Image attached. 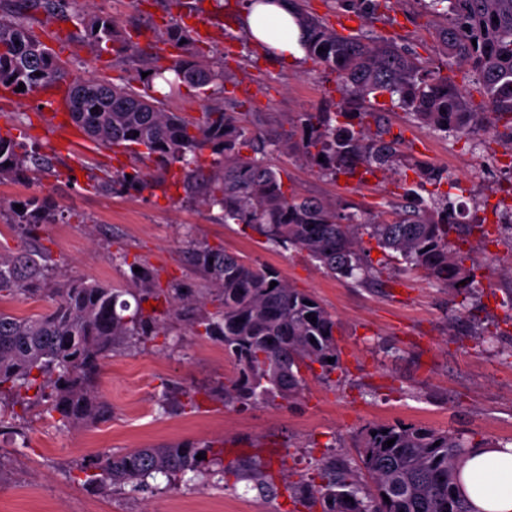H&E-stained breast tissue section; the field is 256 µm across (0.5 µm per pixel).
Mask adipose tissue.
<instances>
[{"mask_svg":"<svg viewBox=\"0 0 512 512\" xmlns=\"http://www.w3.org/2000/svg\"><path fill=\"white\" fill-rule=\"evenodd\" d=\"M238 25L271 57L302 63V31L288 0H242ZM458 489L475 512H512V448L469 449L458 468Z\"/></svg>","mask_w":512,"mask_h":512,"instance_id":"ef3b65f1","label":"adipose tissue"}]
</instances>
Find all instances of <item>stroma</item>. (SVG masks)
<instances>
[{"instance_id":"obj_1","label":"stroma","mask_w":512,"mask_h":512,"mask_svg":"<svg viewBox=\"0 0 512 512\" xmlns=\"http://www.w3.org/2000/svg\"><path fill=\"white\" fill-rule=\"evenodd\" d=\"M206 2L188 0L170 7L165 0H96V5L111 15L117 29L139 26L154 45L158 28L172 17L213 30L212 40L200 48L223 67V87L204 94L180 89L164 98L168 111L196 116L224 97L237 111L266 115L264 133L281 139L300 113L335 110L340 100L335 75L309 60L292 65L267 56L236 25L240 0H221L214 8ZM28 22L59 57L66 82L91 79L120 85L144 67L137 55H93L76 41V27L46 17L42 10L29 9ZM359 26L410 48L428 67L444 64L419 0H396L380 20H363ZM60 100L51 90L21 98L0 90V130L27 134L54 162L53 173L36 181L1 178L0 201L36 194L72 215L69 223L45 224L38 231L40 244L56 263L54 280H121L116 259L125 253L157 269L161 282L192 281L196 275L188 260V240L221 245L275 268L291 287L321 301L336 318L343 370L328 382L308 376L302 395L291 403L227 407L207 397L234 373L223 346L174 323L175 343L165 344L159 336L135 352L104 361L96 387L112 406L108 421L59 429L43 418L40 408L13 400L15 426L0 431V456L5 459L0 512H291L286 482L316 479L315 465L327 457L355 464L356 434L369 423L402 421L466 438L512 441V310L502 305L512 294V275L506 267L483 264L512 250V229L502 222L512 210V180L499 173L512 163L511 140L489 132L473 150L412 124L402 109L389 107L383 113L409 159L440 170L462 168L472 160L481 166L468 195L449 192L444 183L432 188L435 198L446 195L453 204L465 205L471 223L484 224L490 233L486 239L477 231L468 237L479 264V285L463 308L453 291L422 278L402 279L376 254L377 244L369 238L363 245L373 251L377 273L372 282L354 285L327 274L306 253L273 249L256 232L223 223L218 211L185 201L182 190L103 195L88 183H69L64 173L75 157L111 171L128 164L129 157L96 146L76 131L67 144H59L54 132ZM270 159L282 169L288 187L307 196L343 198L377 209L403 201V180L388 172H375L369 182L355 176L342 181L284 154L272 153ZM483 331L494 335V344L479 342ZM191 392L201 393L199 408L188 407ZM179 441L222 445L223 481L205 487L180 482L172 489L135 495L94 492L84 485L78 468L82 460ZM250 458L260 462L275 493H257L251 482L233 474L237 462Z\"/></svg>"}]
</instances>
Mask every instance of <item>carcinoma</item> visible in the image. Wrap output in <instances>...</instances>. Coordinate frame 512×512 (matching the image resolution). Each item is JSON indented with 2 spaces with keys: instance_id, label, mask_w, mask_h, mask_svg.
Wrapping results in <instances>:
<instances>
[{
  "instance_id": "obj_1",
  "label": "carcinoma",
  "mask_w": 512,
  "mask_h": 512,
  "mask_svg": "<svg viewBox=\"0 0 512 512\" xmlns=\"http://www.w3.org/2000/svg\"><path fill=\"white\" fill-rule=\"evenodd\" d=\"M14 2V15L0 16V87L13 93L22 84L20 96L63 89L72 123L97 146L123 148L155 163L160 171L154 180L135 165L129 171L105 173L94 182L97 191L141 192L177 174L185 199L220 210L224 223L241 224L275 247L306 253L334 277L358 284L372 277L375 268L362 247L366 235L398 269L458 294L474 290L472 250L463 248L464 238L457 243L449 239L461 218L450 199L439 206L391 205L366 211L341 200L303 196L285 187L281 171L269 163L271 143L259 135L254 117L230 111L223 100L198 117L165 110L152 94V84L167 71L176 75L171 87L203 91L210 85L224 86V71L205 55L187 52L194 39L185 23L169 22L161 29L160 40L177 52L164 67L152 63L153 54L139 47V27L119 31L101 9L74 12L76 0ZM420 3L435 22L446 67H468L471 88L376 35H340L324 20L308 15L300 0H293L297 23L306 35L307 57L336 73L341 100L334 112L301 113L288 138L277 144L280 150L331 177L352 175L359 168L401 170V142L385 138L381 113L371 106V100L383 96L433 132L474 146L489 115L512 130V0ZM336 5L374 18L390 8L391 0H336ZM34 6L48 15L71 13L98 55L110 50L118 57L132 52L150 59L144 68L147 77L138 78L137 87L93 80L61 87L60 64L28 25L26 14ZM51 168V156L9 132L0 133V178L33 180ZM443 180H449L448 173L421 168L407 194L416 188L425 192ZM20 205L21 211L13 203L9 210L21 230V244L0 250V396L33 392V403L43 404L42 414L55 419L58 427L110 419L112 406L95 386L102 361L170 335L172 319L220 343L232 359L233 376L211 393L226 406H258L278 398L290 402L301 395L314 366L326 381L342 369L336 318L314 295L290 287L275 269L192 239L189 260L200 284L171 281L163 287L156 270L137 258L127 263L125 254L122 263L141 271L123 274L122 283L67 279L52 284L54 259L36 246V234L40 225L56 223L55 208L37 195ZM41 291L47 306L37 314L21 317L3 307L6 300ZM150 300L167 304L164 317H158L155 307L144 308ZM390 439L394 444L389 447ZM484 444L400 421L368 424L357 434L358 467L369 478L366 486H360L346 466L327 461L317 467L320 483H288L289 498L306 512H473L457 491V464L467 449ZM199 453L204 455L201 460L196 459ZM223 453L209 443L181 441L106 453L84 461L79 470L89 487L128 486L140 492L159 488L161 481L169 486L189 473L201 481L222 476L224 470L211 465ZM235 475L255 488L270 487L267 474L255 465Z\"/></svg>"
}]
</instances>
